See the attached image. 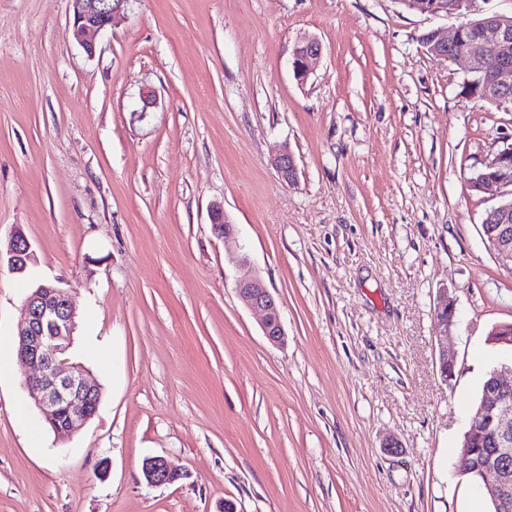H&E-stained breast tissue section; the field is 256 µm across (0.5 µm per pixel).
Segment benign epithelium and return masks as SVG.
Segmentation results:
<instances>
[{"label":"benign epithelium","instance_id":"7a95c632","mask_svg":"<svg viewBox=\"0 0 512 512\" xmlns=\"http://www.w3.org/2000/svg\"><path fill=\"white\" fill-rule=\"evenodd\" d=\"M73 13V35L89 54L95 50V37L113 26L124 15L129 0H69ZM412 9L430 15L448 14V0H406ZM462 35L457 27L451 33L429 32L428 53L448 57V47L456 45ZM512 46V22L504 17L485 20L478 39L471 48L455 55L467 64L466 74L482 75L487 60H498ZM322 55V45L315 39L299 42L293 50L292 69L304 81L312 74ZM485 90L490 94L512 93V63L499 66ZM272 163L286 183L297 178V167L286 147L278 149ZM469 187L493 200L512 195V146L494 154L483 167L474 172ZM215 233L228 238L235 232L221 206L211 209ZM489 248L501 265L512 271V208L503 204L489 211L484 222ZM9 269L24 273L34 254L25 235L15 233L9 240L6 253ZM237 266L236 291L242 303L262 313V330L267 340L278 345L285 332L275 298L259 276L247 267L242 258ZM24 321L16 333L17 354L25 368L24 384L33 395L38 412L56 433L71 435L80 430L97 413L101 388L91 381L82 366L71 362L69 350L76 330L77 311L67 291L42 283L31 291L24 303ZM456 299L445 295L438 304L439 368L443 380L454 375L455 360L448 350V328L454 325ZM471 425L466 448L463 449L462 474L476 476L475 482L497 506V512H512V366L497 368L485 384L481 403ZM491 438L494 447H471L475 440ZM142 472L151 485L171 484L179 475L159 456L143 461Z\"/></svg>","mask_w":512,"mask_h":512}]
</instances>
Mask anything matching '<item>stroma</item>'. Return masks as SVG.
<instances>
[{
	"mask_svg": "<svg viewBox=\"0 0 512 512\" xmlns=\"http://www.w3.org/2000/svg\"><path fill=\"white\" fill-rule=\"evenodd\" d=\"M461 21L401 0H130L90 55L68 0H0V241L22 230L34 253L28 274L0 267V346L52 282L102 388L79 433L34 443L24 369L0 373V512H489L456 461L512 362L487 341L512 322V272L466 179L512 103L474 105L463 62L420 44ZM307 37L322 56L302 84ZM241 257L282 344L237 295ZM150 456L179 480L148 485ZM322 55V45L315 39L299 42L293 50L292 69L298 80H306ZM272 163L282 181L292 183L296 180V163L287 147H282L275 152ZM456 299L446 293L438 304L436 318L439 324V368L444 381L454 375L455 360L453 353L448 350V328L454 325Z\"/></svg>",
	"mask_w": 512,
	"mask_h": 512,
	"instance_id": "obj_1",
	"label": "stroma"
}]
</instances>
